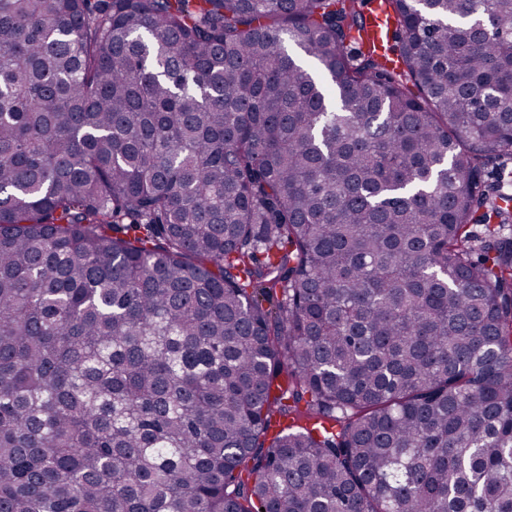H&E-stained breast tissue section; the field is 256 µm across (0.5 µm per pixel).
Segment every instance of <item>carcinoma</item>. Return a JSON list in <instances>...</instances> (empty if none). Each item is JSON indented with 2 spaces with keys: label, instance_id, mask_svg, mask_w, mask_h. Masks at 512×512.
<instances>
[{
  "label": "carcinoma",
  "instance_id": "1",
  "mask_svg": "<svg viewBox=\"0 0 512 512\" xmlns=\"http://www.w3.org/2000/svg\"><path fill=\"white\" fill-rule=\"evenodd\" d=\"M375 2L0 0V512H512V0Z\"/></svg>",
  "mask_w": 512,
  "mask_h": 512
}]
</instances>
